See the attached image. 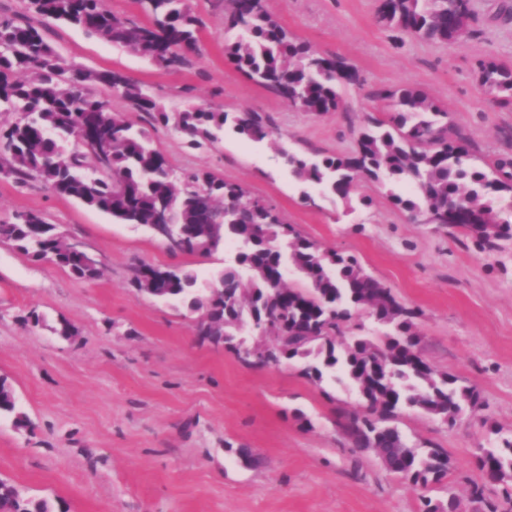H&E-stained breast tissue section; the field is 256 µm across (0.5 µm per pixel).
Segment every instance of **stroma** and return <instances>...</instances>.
Listing matches in <instances>:
<instances>
[{
  "mask_svg": "<svg viewBox=\"0 0 512 512\" xmlns=\"http://www.w3.org/2000/svg\"><path fill=\"white\" fill-rule=\"evenodd\" d=\"M501 0H472L475 19L458 42L432 43L381 27L378 0H269L297 40L352 65L360 82L342 88L337 111L314 115L238 72L224 58V0H189L205 22L188 65L165 68L81 29L45 23L24 0H0L22 15L73 69L117 70L166 111L205 107L270 116L291 150L310 156L351 151L366 117L385 109L382 90L405 85L445 105L479 162L512 157V105L489 101L480 63H512V19ZM154 145L179 171L204 168L271 203L322 248L355 255L365 270L419 312V348L433 369L476 387L481 406L448 425L412 409L397 424L413 442L448 451L452 469L423 489L355 452L337 424L355 413L356 390L327 378L314 384L292 361L256 368L200 343L196 312L139 292L142 265L184 267L211 280L234 244L209 254H174L149 228L120 224L42 183L0 176V222L41 212L100 263L87 281L0 240V379L28 419L0 418V480L20 497L57 512H420L422 497L456 496L459 512H506L512 479L490 483L476 501L479 448L512 438V238L483 251L463 236L413 223L388 189L360 182L351 201L301 183L269 141L224 130L215 147L194 150L173 126H156ZM37 311L39 324L24 323ZM67 320L74 339L55 328ZM250 449L263 463L238 457Z\"/></svg>",
  "mask_w": 512,
  "mask_h": 512,
  "instance_id": "obj_1",
  "label": "stroma"
}]
</instances>
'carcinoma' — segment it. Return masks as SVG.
<instances>
[{"label": "carcinoma", "mask_w": 512, "mask_h": 512, "mask_svg": "<svg viewBox=\"0 0 512 512\" xmlns=\"http://www.w3.org/2000/svg\"><path fill=\"white\" fill-rule=\"evenodd\" d=\"M146 19L112 13L105 0H26V9L47 22L82 29L119 44L164 67L188 63L185 51L198 43L203 20L187 0H137ZM377 22L383 27L434 43L455 42L473 18L471 0H379ZM224 56L248 79L302 112L324 115L338 110L339 88L359 82L355 69L337 56L313 51L289 36L264 0H228ZM479 83L489 100L512 104V67L494 60L481 63ZM101 84L117 90L147 124H173L190 147L210 148L214 131L229 127L250 141L269 140L295 176L304 183L349 200L361 180L383 185L408 183L412 191L394 194V204L412 219L435 217L438 229H453L494 250L512 238V225L498 221L493 201L512 193V159L502 157L486 170L473 162L470 140L448 122V111L425 92L392 88L380 93L391 108L372 115L355 149L344 155L312 159L288 152L275 137L269 116L251 110L229 114L204 107L167 112L139 84L119 71L67 69L41 29L24 18L0 16V105L17 113L0 126V173L18 183L37 180L56 194L112 216L124 224L154 222L159 204L168 205L189 244L187 253L207 254L220 245H236L233 259L213 280L224 286L215 296L190 270H135L133 283L154 297L175 300L200 312L199 336L239 338L256 326L285 351L286 359L305 360L302 374L313 383L330 375L347 381L364 401V411L341 418L340 426L355 448L374 452L385 469L414 485L441 483L451 469L443 448L415 444L384 420L404 407L422 411L450 425L479 405L475 387L459 377L434 370L418 348L414 319L392 290L368 274L357 257L321 248L278 216L267 203L240 185L207 171L180 177L147 130L91 92ZM96 132L78 143L81 129ZM0 239L20 251L48 257L78 279L94 280L98 264L85 262L37 211H25L0 223ZM298 275L305 287L290 286L281 270ZM363 313L390 331L374 342L345 336V327ZM266 343L250 344L251 357L230 352L251 367H263ZM0 416L17 428L28 424L14 391L0 380ZM481 481L471 496L484 499L488 483L512 476V440L483 448L477 459ZM0 512H54L44 499L20 498L0 482Z\"/></svg>", "instance_id": "carcinoma-1"}]
</instances>
